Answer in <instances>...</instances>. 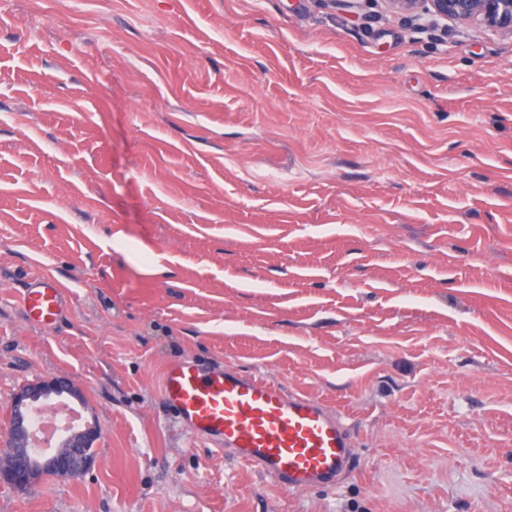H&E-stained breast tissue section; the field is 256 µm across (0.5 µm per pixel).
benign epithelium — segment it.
I'll return each instance as SVG.
<instances>
[{"instance_id":"obj_1","label":"benign epithelium","mask_w":512,"mask_h":512,"mask_svg":"<svg viewBox=\"0 0 512 512\" xmlns=\"http://www.w3.org/2000/svg\"><path fill=\"white\" fill-rule=\"evenodd\" d=\"M388 8L416 20L426 15L430 21L448 18L472 22L489 30L512 31V0H385ZM50 398L71 404L83 402L80 391L64 378H52L24 385L16 394L8 419L10 459L0 465V482L16 489L40 483L47 474L74 478L82 474L94 458L98 428L86 425L69 432L58 448L35 453L31 428L39 405Z\"/></svg>"}]
</instances>
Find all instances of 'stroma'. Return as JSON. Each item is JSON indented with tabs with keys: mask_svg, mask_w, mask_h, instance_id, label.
I'll list each match as a JSON object with an SVG mask.
<instances>
[{
	"mask_svg": "<svg viewBox=\"0 0 512 512\" xmlns=\"http://www.w3.org/2000/svg\"><path fill=\"white\" fill-rule=\"evenodd\" d=\"M42 273L51 328L18 301ZM183 358L340 411L356 467L294 492L193 437L160 394ZM58 377L95 458L0 512H512V34L382 0H0V451ZM20 306L30 323L51 328L62 319L67 301L58 281L41 274L20 290Z\"/></svg>",
	"mask_w": 512,
	"mask_h": 512,
	"instance_id": "35a3bbf8",
	"label": "stroma"
}]
</instances>
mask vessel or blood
Returning a JSON list of instances; mask_svg holds the SVG:
<instances>
[{
	"mask_svg": "<svg viewBox=\"0 0 512 512\" xmlns=\"http://www.w3.org/2000/svg\"><path fill=\"white\" fill-rule=\"evenodd\" d=\"M20 306L30 323L50 328L67 301L58 281L41 274L21 289ZM161 395L192 435L232 451L279 486L335 489L354 465L344 416L267 378L234 369L206 372L183 359L166 367Z\"/></svg>",
	"mask_w": 512,
	"mask_h": 512,
	"instance_id": "b4317fda",
	"label": "vessel or blood"
}]
</instances>
